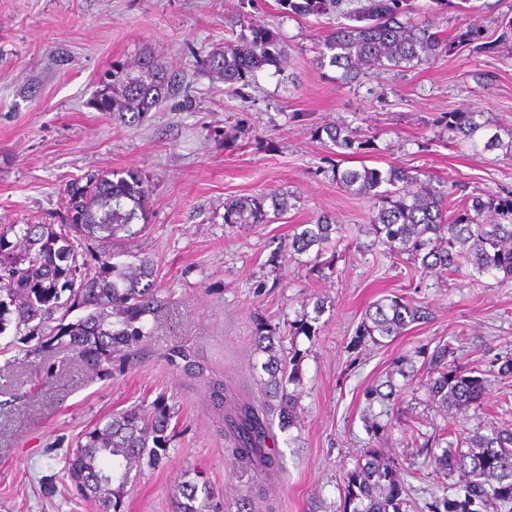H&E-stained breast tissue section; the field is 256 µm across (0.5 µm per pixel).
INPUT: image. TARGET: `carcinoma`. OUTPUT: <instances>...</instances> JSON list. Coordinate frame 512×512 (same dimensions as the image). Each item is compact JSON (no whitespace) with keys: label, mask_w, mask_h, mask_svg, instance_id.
<instances>
[{"label":"carcinoma","mask_w":512,"mask_h":512,"mask_svg":"<svg viewBox=\"0 0 512 512\" xmlns=\"http://www.w3.org/2000/svg\"><path fill=\"white\" fill-rule=\"evenodd\" d=\"M283 13L293 17L324 14L336 0H279ZM407 0H369L349 14L350 23L327 34L321 43L320 60L339 72L338 80L350 83L369 71H390L431 63L452 49L429 24L406 19ZM241 43L210 51L202 67L232 88L249 84L267 66L285 68L287 53L280 39L249 13L240 14ZM95 106L123 120H138L159 102L182 92L172 65L148 55L134 71L108 74ZM478 112L448 113V131L484 151L512 154V139L505 142L488 133ZM336 147L351 150L370 141H359L352 131L336 126L322 128ZM336 184L374 200L370 233L374 242L397 258H405L412 271L465 273L472 279H512V195L473 196L450 209V202L433 186L402 167L386 169L361 166L335 170ZM151 189L140 173H91L66 184V218L59 229L49 224L0 225V334L14 325L15 333L34 342L26 355L50 360L67 351L87 370L101 374L112 357L130 354L134 344L150 335L145 317L154 314L161 300L153 279L152 263L119 266L102 250L90 264L76 242L95 240L106 245L118 234H137L133 225L147 219ZM288 210V195L260 193L224 202V223L267 224L269 212ZM18 237L23 249L11 250L8 233ZM337 224L326 214L305 224L288 242V251L303 255L316 249L320 258L336 244ZM80 312L71 318L74 312ZM303 314L294 324L296 334L313 335L311 321ZM117 321H112V318ZM425 318V311L394 296L370 305L355 330L351 346L383 345V340L402 335ZM256 349L267 354L262 370L265 394L278 400L279 427L289 429L295 420L298 395L288 385L298 377L294 358H285L275 346V331L256 326ZM397 367L405 384L425 389L438 411L454 415L483 405L490 384L488 374L465 369L453 348L439 342L432 352L417 348ZM193 374L206 378L210 395L222 390L213 402L222 414L221 430L227 457L232 463L261 476L278 473L279 455L270 450L272 419L264 406L228 391L222 379L205 376L206 368L188 362ZM387 391H382V388ZM397 395L393 380L369 387L366 400L388 403ZM170 414L160 408L154 414L130 410L115 414L104 425L82 434L66 457L67 476L85 497L94 500L99 512H121L124 488L140 459L148 454L161 458L167 448ZM438 471L464 478L461 494L448 498V487L434 497L431 512H475L472 506L512 501V428H491L487 433H467L432 453ZM404 467L377 448H368L346 475L341 512H406L409 487ZM176 512H223V505L206 487L183 481L177 487Z\"/></svg>","instance_id":"obj_1"}]
</instances>
